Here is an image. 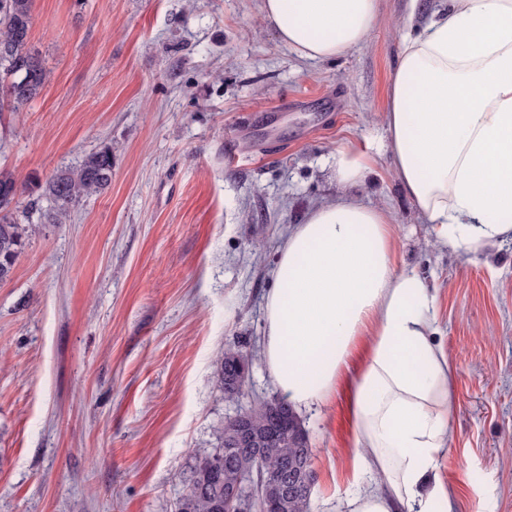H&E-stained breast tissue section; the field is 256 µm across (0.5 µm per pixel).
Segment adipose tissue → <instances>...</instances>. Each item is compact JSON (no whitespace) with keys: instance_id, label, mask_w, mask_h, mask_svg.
I'll return each instance as SVG.
<instances>
[{"instance_id":"1","label":"adipose tissue","mask_w":512,"mask_h":512,"mask_svg":"<svg viewBox=\"0 0 512 512\" xmlns=\"http://www.w3.org/2000/svg\"><path fill=\"white\" fill-rule=\"evenodd\" d=\"M278 39L330 60L364 44L377 0H261ZM406 195L438 242L476 250L512 237V0H446L403 35L386 112ZM367 153L337 148L335 200L282 244L260 361L297 409L343 393L352 426L345 512H454L438 464L452 442L454 368L436 340L435 293L396 261L385 212L349 195Z\"/></svg>"}]
</instances>
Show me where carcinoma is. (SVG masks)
<instances>
[{"label":"carcinoma","mask_w":512,"mask_h":512,"mask_svg":"<svg viewBox=\"0 0 512 512\" xmlns=\"http://www.w3.org/2000/svg\"><path fill=\"white\" fill-rule=\"evenodd\" d=\"M33 0H0V92L13 110L34 100L49 78L39 51L30 42L34 23ZM112 178V147L103 145L88 153L76 168L56 172L43 192L53 205V219L60 223L83 198L103 190ZM23 190L15 173L0 169V282L7 280L22 253L31 225L22 222L16 197ZM256 361V355L233 345L224 350L218 362L217 382L224 387V376L236 375L243 361ZM249 427L260 443L257 447L230 448L227 421L219 431V448L195 458L186 490L177 502L176 512H224V489L245 478L256 468L272 477L267 485L273 512H309L310 502L297 473L313 455L307 432L288 401L271 396L252 407ZM292 485V493L282 494Z\"/></svg>","instance_id":"obj_1"}]
</instances>
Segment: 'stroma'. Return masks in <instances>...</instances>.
<instances>
[{
	"label": "stroma",
	"instance_id": "stroma-1",
	"mask_svg": "<svg viewBox=\"0 0 512 512\" xmlns=\"http://www.w3.org/2000/svg\"><path fill=\"white\" fill-rule=\"evenodd\" d=\"M407 6L378 0L363 46L312 61L261 0H34L49 80L0 110V165L26 182L37 226L0 282V512H174L225 418L275 393L257 363L225 403L217 361L260 351L279 245L335 195L346 143L370 147L355 195L387 213L399 266L437 293L456 512H512V241L439 244L395 174L385 113ZM105 144L110 185L43 222L41 184ZM300 417L309 512H337L353 491L345 401Z\"/></svg>",
	"mask_w": 512,
	"mask_h": 512
}]
</instances>
